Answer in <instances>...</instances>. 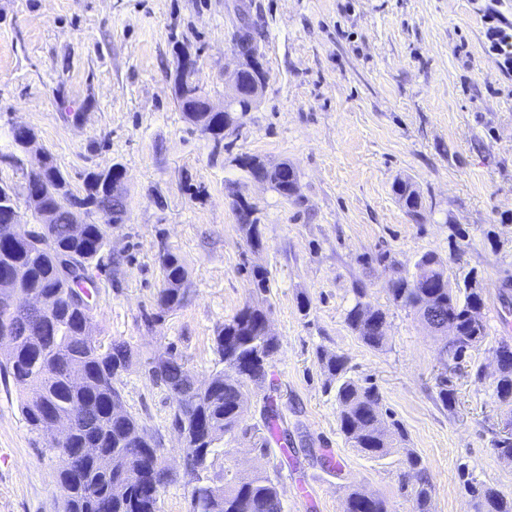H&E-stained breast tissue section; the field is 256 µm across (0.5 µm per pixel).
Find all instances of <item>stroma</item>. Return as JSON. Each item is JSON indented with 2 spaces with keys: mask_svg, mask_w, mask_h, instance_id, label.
I'll list each match as a JSON object with an SVG mask.
<instances>
[{
  "mask_svg": "<svg viewBox=\"0 0 512 512\" xmlns=\"http://www.w3.org/2000/svg\"><path fill=\"white\" fill-rule=\"evenodd\" d=\"M258 22L269 80L222 148L181 112L178 59L190 56L214 108L240 17ZM512 0H0V183L23 193L35 150H14L13 123L33 129L74 193L89 171L127 172L128 213L88 274L96 340L135 357L116 381L125 409L177 467L174 396L147 373L173 349L199 382L222 371L214 336L245 304L265 310L280 348L251 386L242 431L217 445L216 484L264 467L284 512H342L361 489L388 512H412L400 485L406 454L433 485L431 512H477L470 486L512 497V462L494 442L508 417L493 386L492 351L512 344ZM240 155L288 163L299 194L284 198L235 165ZM412 184L413 218L394 192ZM258 208L263 246L246 243L236 198ZM183 259L189 297L149 324L165 253ZM386 261H379V254ZM426 253L453 287L482 288L487 336L447 372L442 337L388 292ZM267 270L259 293L250 267ZM386 314L384 348L346 321L357 298ZM345 356L400 421L403 451L370 458L345 441L318 359ZM454 399L443 405L439 379ZM279 415V442L256 448L247 428ZM58 460L25 423L20 394L0 375V512H62Z\"/></svg>",
  "mask_w": 512,
  "mask_h": 512,
  "instance_id": "1",
  "label": "stroma"
}]
</instances>
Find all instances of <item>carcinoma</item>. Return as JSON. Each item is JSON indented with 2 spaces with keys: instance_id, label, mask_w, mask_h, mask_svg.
<instances>
[{
  "instance_id": "1",
  "label": "carcinoma",
  "mask_w": 512,
  "mask_h": 512,
  "mask_svg": "<svg viewBox=\"0 0 512 512\" xmlns=\"http://www.w3.org/2000/svg\"><path fill=\"white\" fill-rule=\"evenodd\" d=\"M186 118L209 134L215 143L224 140V116L219 112L203 111V95L179 99ZM49 166L39 172L25 174V189L40 194L38 207L53 214L52 223L37 224L35 230L43 240L36 246L9 232H0V278L16 270L24 272L20 291L44 298L45 313L35 319L16 324L9 309L11 293L0 292V330L7 329L17 338L7 352L3 370L20 388L21 414L31 429L45 432L47 420L54 415L84 414L92 428L77 426L60 447H53L60 461L58 482L63 492V512H159L158 501L133 484L121 500L112 496V484L117 474L112 460L122 457L127 464V479L131 480L142 468L152 472L154 484L163 489L171 482L162 462L159 441L134 416L113 412L119 389L114 386L117 366L131 363L133 353L123 342L114 340L108 346L84 337L89 315L73 303L78 293L89 295L85 278H64L58 267V257L72 252L90 264L99 259L106 245L108 229L123 221L127 214L124 199H112V189L101 183L111 177L112 169L90 171L84 179L85 195L74 193L62 197L51 186L68 182L67 176L52 155ZM268 178L277 185L283 197L298 194L299 184L288 163L270 166ZM397 193L409 213L421 216V201L407 182L397 185ZM0 227L18 209L12 189L0 184ZM98 215L83 225V232H73L74 212ZM237 212L250 247L263 246L258 219L251 217L256 208L247 201H237ZM414 275L396 276L389 281L393 302L415 312L428 322V308L435 309L437 325L453 324L460 337V346L452 357L460 359L465 349L478 345L487 336L485 322L473 323L472 313L485 307L483 291L467 288L461 293L452 287L441 260L426 253L416 264ZM163 287L157 305L162 311L179 307L187 300L186 268L178 256L167 254L162 260ZM349 327L367 347L380 350L387 341L386 313L381 309L356 302L347 314ZM265 311L250 304L244 305L232 319L216 332V351L220 361L235 364L248 373L236 379L218 372L209 386L186 392L177 403L172 425L192 433L196 428L209 430L208 440L189 452L211 458L215 444L225 435L239 429L249 385L263 382L273 357L279 351L276 336L266 330ZM502 362V372L494 381L497 399L512 408V346L502 343L493 350ZM160 356L172 358L163 385L169 389L189 385L180 357L171 351ZM329 383L336 384L337 422L346 443L372 458L392 453L395 442L405 437L401 424L386 422L381 414V396L374 385L362 384L348 376L347 359L340 354L322 351L319 354ZM81 448H96L93 457H84ZM408 483L413 512H430L432 484L427 467L413 454L406 457ZM193 512H283L277 480L265 470H257L246 480L224 482V497L212 495L210 478L199 476L192 480ZM477 499L479 512H512V498L492 489L470 486ZM343 512H388L383 499L354 490L347 496Z\"/></svg>"
}]
</instances>
